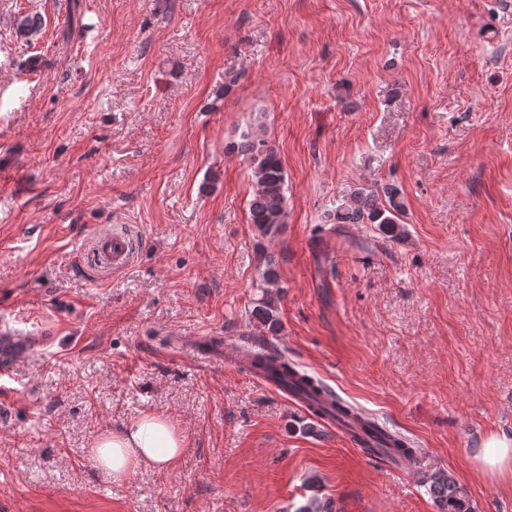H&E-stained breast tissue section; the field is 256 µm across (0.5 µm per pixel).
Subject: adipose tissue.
Returning a JSON list of instances; mask_svg holds the SVG:
<instances>
[{
    "label": "adipose tissue",
    "mask_w": 512,
    "mask_h": 512,
    "mask_svg": "<svg viewBox=\"0 0 512 512\" xmlns=\"http://www.w3.org/2000/svg\"><path fill=\"white\" fill-rule=\"evenodd\" d=\"M186 437L171 418L146 414L122 428L96 434L90 454L100 472L112 480L127 478L142 468L167 472L180 461ZM484 472L512 479V435L494 433L481 443L476 455Z\"/></svg>",
    "instance_id": "obj_1"
}]
</instances>
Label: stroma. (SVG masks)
I'll return each mask as SVG.
<instances>
[{
	"mask_svg": "<svg viewBox=\"0 0 512 512\" xmlns=\"http://www.w3.org/2000/svg\"><path fill=\"white\" fill-rule=\"evenodd\" d=\"M246 133L285 169L272 237L230 149ZM359 188L397 191L404 235L327 222ZM105 229L138 238L122 270L94 263ZM265 292L273 336L249 318ZM2 337L26 349L0 512H438L441 469L473 512H512L475 457L512 433V0H0ZM261 341L419 465L303 431L224 356ZM148 412L185 434L179 463L105 481L94 436Z\"/></svg>",
	"mask_w": 512,
	"mask_h": 512,
	"instance_id": "obj_1",
	"label": "stroma"
}]
</instances>
